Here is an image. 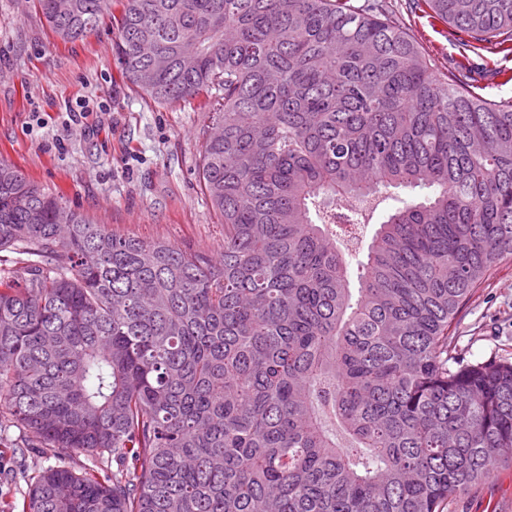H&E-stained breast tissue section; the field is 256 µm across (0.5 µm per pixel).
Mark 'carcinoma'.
<instances>
[{
  "label": "carcinoma",
  "instance_id": "obj_1",
  "mask_svg": "<svg viewBox=\"0 0 512 512\" xmlns=\"http://www.w3.org/2000/svg\"><path fill=\"white\" fill-rule=\"evenodd\" d=\"M64 42L111 0H39ZM512 51V0H421ZM115 53L160 105L202 97L217 261L119 236L0 161V432L59 459L21 512H444L512 465V360L452 348L512 259V104L438 78L348 0H125ZM389 210L351 288L336 223ZM352 209L336 215L324 200Z\"/></svg>",
  "mask_w": 512,
  "mask_h": 512
}]
</instances>
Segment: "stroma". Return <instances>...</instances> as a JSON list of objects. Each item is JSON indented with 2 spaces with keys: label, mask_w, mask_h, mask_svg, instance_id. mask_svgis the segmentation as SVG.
<instances>
[{
  "label": "stroma",
  "mask_w": 512,
  "mask_h": 512,
  "mask_svg": "<svg viewBox=\"0 0 512 512\" xmlns=\"http://www.w3.org/2000/svg\"><path fill=\"white\" fill-rule=\"evenodd\" d=\"M87 38H57L37 0H0V160L46 193L119 235L167 241L218 256L224 226L199 183L208 115L196 104L160 106L131 89L116 59L114 18ZM437 75L471 91L512 101V54L466 47L447 24L430 21L421 0H386ZM470 361L512 357V261L475 292L455 328ZM24 433L0 437V512L22 504L34 476L56 465L47 448L17 453ZM445 512H512V467L451 500Z\"/></svg>",
  "instance_id": "35a3bbf8"
}]
</instances>
